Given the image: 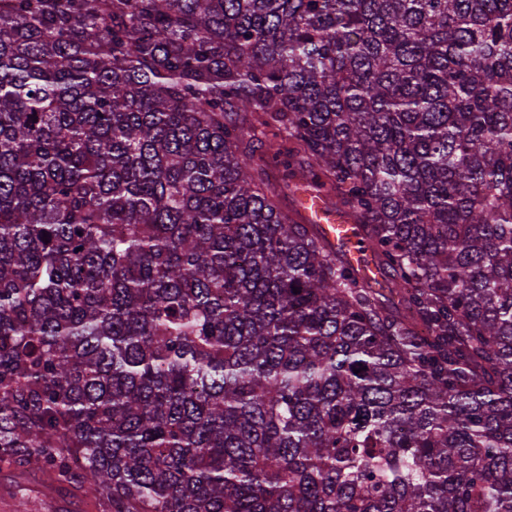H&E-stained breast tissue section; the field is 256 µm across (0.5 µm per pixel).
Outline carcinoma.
Returning a JSON list of instances; mask_svg holds the SVG:
<instances>
[{"label":"carcinoma","instance_id":"1","mask_svg":"<svg viewBox=\"0 0 512 512\" xmlns=\"http://www.w3.org/2000/svg\"><path fill=\"white\" fill-rule=\"evenodd\" d=\"M2 466L103 512H512V0H8ZM301 214L309 224H320L324 235L334 244L348 243L347 257L355 266H361L368 272L372 270L371 264L366 262L363 246L356 231V225L350 219L336 213L327 211L324 203L309 195L299 204ZM326 220V222L324 221Z\"/></svg>","mask_w":512,"mask_h":512}]
</instances>
